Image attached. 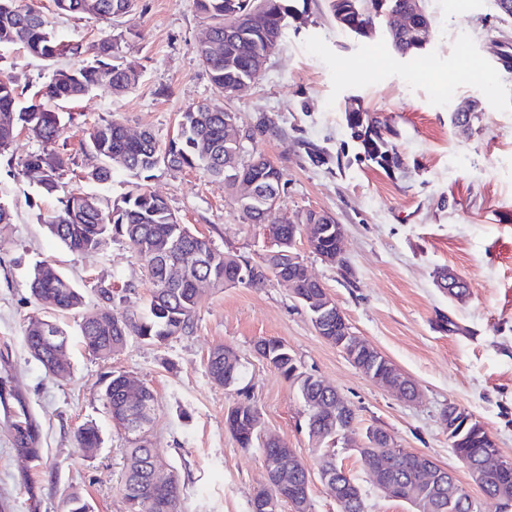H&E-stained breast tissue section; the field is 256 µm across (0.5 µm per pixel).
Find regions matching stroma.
<instances>
[{
    "instance_id": "35a3bbf8",
    "label": "stroma",
    "mask_w": 512,
    "mask_h": 512,
    "mask_svg": "<svg viewBox=\"0 0 512 512\" xmlns=\"http://www.w3.org/2000/svg\"><path fill=\"white\" fill-rule=\"evenodd\" d=\"M17 4L40 7L72 43L88 47L122 36L124 59L139 71L129 92L94 89L62 103L68 118L57 148L75 159L70 190L109 204L135 183L120 167L104 185L83 179L81 142L93 125L115 119L130 131L151 132L164 146L187 107L222 106L236 117L244 155L263 154L283 172L279 209L265 223H247L235 190L200 168L160 167L146 187L214 248L253 260L271 244L268 225L309 210L332 215L345 230L344 264L325 263L302 240L298 251L308 273L353 332L413 378L418 395L397 400L362 374L318 335L307 311L275 280L260 289L205 287L185 334L163 344L134 338L111 359L93 356L79 331L82 318L97 311L103 288L111 291L115 312L141 310L150 289L144 263L119 236L77 257L48 232L44 220L57 202L21 174L26 159L42 149L23 131L0 158V203L12 212L11 223L0 224V400L7 408L0 413V512H65L75 493L93 512H126L121 484L128 441L103 395L114 372L155 392L150 440L179 478L181 512H251L265 480L262 451L241 447L225 429L237 395L212 381L207 359L214 347H231L266 431L315 467L296 386L255 352L256 342L270 337L348 400L357 432L371 425L387 430L401 447L454 472L479 512H499L497 501L472 484L441 425L448 405L465 408L512 457V67L503 65L498 47L512 22L501 21L494 0H427L431 39L406 56L393 49L385 18L359 36L336 26L324 0H291L278 51L247 92L228 97L197 54L208 22L196 0H136L109 23L58 13L52 0ZM76 63L64 57L53 65L21 47L0 46V74L27 99L50 81L54 66ZM443 88L454 90L452 101L441 98ZM464 104L475 108L465 128L453 117ZM353 106L388 121L402 169L387 171L361 158L345 120ZM313 146L324 163L311 161ZM41 261L84 296L81 309L51 315L68 334L70 372L63 377L49 375L25 344L29 321L43 313L28 286ZM443 269L466 280V296L452 300L437 287ZM18 415L37 436V454L17 442ZM85 423L101 439L91 455L74 439ZM338 458L357 479L369 512H412L373 486L354 450L339 449Z\"/></svg>"
}]
</instances>
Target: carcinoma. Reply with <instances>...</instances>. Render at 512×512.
I'll use <instances>...</instances> for the list:
<instances>
[{
	"instance_id": "1",
	"label": "carcinoma",
	"mask_w": 512,
	"mask_h": 512,
	"mask_svg": "<svg viewBox=\"0 0 512 512\" xmlns=\"http://www.w3.org/2000/svg\"><path fill=\"white\" fill-rule=\"evenodd\" d=\"M135 0H54L61 13L88 14L102 22L131 10ZM409 0H359V14L350 16L349 24H338L343 30L354 31L351 24L373 25L380 16L379 7L403 11ZM200 13L209 21L214 42L219 51L199 45L198 55L207 68L216 89L231 96L238 90L251 87L258 77L256 58L265 52L268 44L283 37L286 19L292 8L290 0H197ZM396 52L412 55L423 49L424 43L411 33H391ZM122 37L101 39L87 48L79 44H65L56 36L47 15L29 6L20 8L16 0H0V45H19L34 56L52 60L64 53L74 56L92 55L84 64L58 69L51 81L28 105L19 103L20 94L13 81L0 76V155L6 153L17 132L28 130L42 144V150L32 154L23 165V176H42L38 191L46 197H54L57 207L44 223L49 232L75 255L98 251L111 235L123 237L131 248L145 261L147 276L152 284L150 296L138 314L118 315L112 310V296L101 298L99 311L82 319L80 331L88 350L106 360L120 352L135 337L149 343H163L185 333L192 327L193 317L200 305L195 282L204 278L212 286H228L243 282L251 288L263 287L268 278L260 273L262 268H272L276 275L298 283L299 296L311 299L320 292L303 283L302 266L288 262L286 255H265L253 264L248 273L240 272L241 265L228 258V253L211 246L204 238L194 234L188 225L180 223L167 201L144 187L135 185L110 207H103L100 199L89 193L65 190L64 178L71 171V155L54 149L63 130V113L49 106L51 102L74 101L92 89L111 93L132 90L139 74L121 56ZM234 115L222 107L210 105L192 106L181 112L177 134L165 147H160L151 133L144 132L141 140L125 135L124 125L117 120L100 123L89 130L82 141L81 150L95 158L96 165L86 172V177L97 183L111 179L113 164L118 162L124 169L151 177V172L161 165L180 169L202 168L224 181L229 188L235 187V176L243 169L257 179L259 187L271 192H281L283 173L266 157L245 161L229 155L240 151V146L226 142V121ZM346 122L352 137L358 142L364 158L384 167L388 153L396 152L388 133L387 121L370 112H348ZM245 220L251 224L262 223L263 196L239 202ZM320 223L318 212L309 211L297 221L281 225L283 243L288 251H296L294 237L298 234L295 224ZM169 245L179 258L193 260L205 254L204 265L189 266L186 274L168 287H162L163 268L156 262L154 252L161 245ZM313 253L336 251V224L323 236L308 242ZM447 271L438 275V287L450 298H460L467 292L465 281L453 277L458 287L445 284ZM32 296L41 305L56 309H77L83 304V295L63 273L50 264H35L29 277ZM255 349L266 364L284 379L297 385L306 407L308 437H317L314 447L320 451L318 468L330 473L336 490L347 498L346 512H367L365 496L360 494L355 477L336 464V419L320 412L317 405L325 397L335 394V389L323 381L306 374L282 341L272 338L259 340ZM224 353V346L215 347L208 356L207 369L210 377L220 373V385L224 388L238 386L242 376L240 360L217 361L213 356ZM122 374H112L104 388V399L113 424L124 431L128 438L126 468L122 482V498L125 505H136L132 512H179L182 487L179 479L171 477L166 490L159 492L150 480L155 457L148 433L155 416L156 397L147 389L146 409L129 413L122 391ZM257 408L246 400L232 405L224 419V427L243 448L259 446L262 454L274 464V469H288V477L297 483L305 482L307 465L296 458L294 452L283 445L273 450V444L262 438L255 426L253 413ZM83 448L100 444L98 430L84 425L75 434ZM455 449L469 456L471 464L483 463V449L492 448L476 419L470 420L456 437ZM504 476L495 470L485 472L481 491L489 496L498 494ZM423 479L415 457L406 455L393 461L391 467L390 496L408 503L413 512H470L469 497H461L454 507L428 506L422 495Z\"/></svg>"
}]
</instances>
